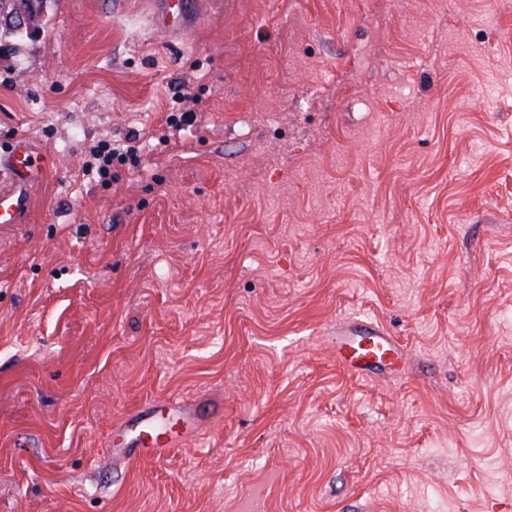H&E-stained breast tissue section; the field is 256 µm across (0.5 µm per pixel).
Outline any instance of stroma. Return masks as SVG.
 Listing matches in <instances>:
<instances>
[{"label":"stroma","mask_w":512,"mask_h":512,"mask_svg":"<svg viewBox=\"0 0 512 512\" xmlns=\"http://www.w3.org/2000/svg\"><path fill=\"white\" fill-rule=\"evenodd\" d=\"M153 12L51 0L0 54V149L54 159L0 229V512H512V0ZM352 318L403 378L338 367ZM171 400L191 441L106 451ZM161 3L164 27L171 30L182 29L185 23V5L188 2L185 0H163ZM89 158L90 160L85 162L86 171L95 172L103 183L112 182L118 174L117 171L114 172L115 164L124 166L126 163L134 165L137 162L136 146L112 148L110 144L100 143L91 148Z\"/></svg>","instance_id":"35a3bbf8"}]
</instances>
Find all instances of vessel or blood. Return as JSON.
<instances>
[{"label": "vessel or blood", "instance_id": "vessel-or-blood-1", "mask_svg": "<svg viewBox=\"0 0 512 512\" xmlns=\"http://www.w3.org/2000/svg\"><path fill=\"white\" fill-rule=\"evenodd\" d=\"M186 0H162L163 25L171 30L183 28ZM52 164L51 156L36 150L24 140L0 153V225L22 224L27 220L32 192ZM343 344L336 351V361L350 375L359 379L401 374L407 364L406 348L377 323L360 320L340 327ZM129 439L126 457H134L145 436L161 430L160 422L146 411H137L122 424Z\"/></svg>", "mask_w": 512, "mask_h": 512}]
</instances>
